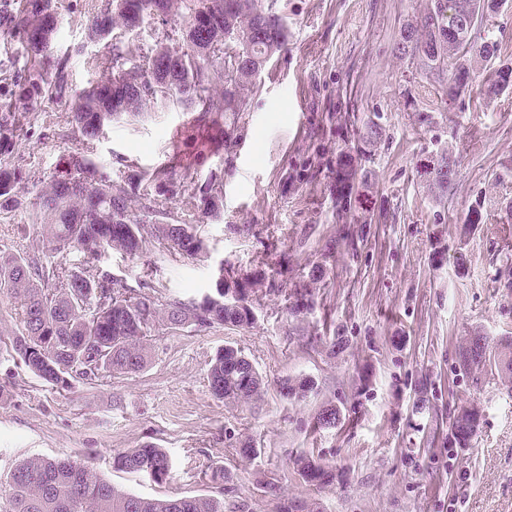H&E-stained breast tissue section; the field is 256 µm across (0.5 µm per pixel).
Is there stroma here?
Here are the masks:
<instances>
[{
	"label": "stroma",
	"instance_id": "35a3bbf8",
	"mask_svg": "<svg viewBox=\"0 0 512 512\" xmlns=\"http://www.w3.org/2000/svg\"><path fill=\"white\" fill-rule=\"evenodd\" d=\"M429 2L263 0L285 22L288 46L261 74L231 150L195 171L199 182L224 171V209L198 225L206 253L101 256L128 286L187 300L211 288L219 266L246 274L274 250L288 257L289 285L313 286L304 317L289 316L284 294L266 295L252 326L153 337L141 371L58 393L18 362V306L0 296V485L24 459L72 457L143 497L223 495L224 512H279L288 499L312 512H512V379L493 363L512 339V88L486 95L479 63L472 92L451 101L444 82L398 52L404 25ZM103 3L58 0L51 55L69 58L77 89L104 77L103 47L85 39ZM477 34L512 63V0ZM39 113L19 152L47 178L82 143L66 108ZM190 117L176 100L150 101L105 127L91 157L117 182L132 168L152 172L176 153L173 133ZM445 156L456 176L444 191L435 170ZM342 158L354 176L340 204L331 185ZM37 193L29 187L18 210L0 213V250L26 246ZM475 335L488 359L464 375L457 354ZM223 346L262 376L258 400L212 395L209 361ZM287 378L314 389L284 397ZM469 404L481 424L469 447H449V419ZM326 405L340 418L320 429ZM146 441L167 452L169 481L113 469V452ZM244 442L254 460L239 456ZM300 454L336 466L340 483H305L293 466ZM217 466L228 476L221 487L210 479Z\"/></svg>",
	"mask_w": 512,
	"mask_h": 512
}]
</instances>
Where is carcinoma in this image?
<instances>
[{"mask_svg":"<svg viewBox=\"0 0 512 512\" xmlns=\"http://www.w3.org/2000/svg\"><path fill=\"white\" fill-rule=\"evenodd\" d=\"M129 0H105L104 8L87 24L85 36L103 45L107 76L79 92L69 83L68 60L58 58L45 70L49 37L58 23L56 0H0V34L18 43L26 55L27 69L0 86V209L21 205L20 194L41 178L15 160L24 126L37 119L35 109L59 102L69 111V123L84 149L69 156L65 173L44 183L31 227L32 243L22 252L0 256V293L17 300L20 323L11 332L12 349L24 366L51 389L70 392L79 384L117 378L142 370L148 362L151 332L159 330L205 331L214 327L243 328L254 323L258 286L264 270L238 274L226 270L225 279L200 298L163 299L125 286L99 264L98 252L117 250L129 256L152 248L174 257L193 258L206 251L197 225L224 206V171H216L194 184V209L171 214L165 205L193 180L194 167L180 155L150 176L130 171L122 182L104 174L89 155L105 125L124 115H136L144 103L157 97L150 49L145 60L135 58L125 36L140 29L147 17L166 24L180 17L175 43L159 40L168 60L167 94L192 113L179 131L184 143L210 145L219 152L231 146L238 126L226 125V116L240 120L250 111L255 81L237 76L238 60L225 45L212 43L214 31L230 32L248 20L251 36L239 39L244 63L265 69L270 59L288 44L287 27L264 9L262 0H138L142 15L124 11ZM445 0H431L420 15V25L404 26L403 55L418 59L432 71L452 67L446 94L453 101L468 91L474 60L489 62L497 46L491 39L477 45L469 41V59L458 55L448 35ZM471 6L478 19L494 12L501 0H460ZM487 94L512 85V66L493 71ZM455 175V163L441 157L435 181L445 186ZM84 253L81 266L45 263L41 254ZM268 292L283 291L288 276L284 258L276 262ZM288 312L298 318L311 308L307 286L288 293ZM486 362V339L471 337L458 357L463 374ZM208 378L212 394L220 400L248 401L262 389V379L241 351L225 346L211 358ZM313 389V382L285 379L281 392L295 397ZM339 411L327 405L317 414V426H336ZM481 413L463 406L450 422V443L466 448L479 428ZM305 465L309 484L327 488L336 483V468L301 454L293 465ZM113 468L144 472L156 482L169 480L166 452L146 442L119 450ZM0 512H224V497L147 499L118 490L99 477L83 460L34 457L19 464L7 487L0 489Z\"/></svg>","mask_w":512,"mask_h":512,"instance_id":"cac0c4a2","label":"carcinoma"}]
</instances>
